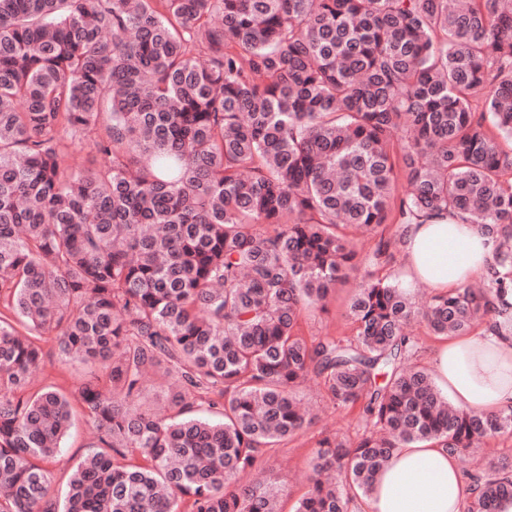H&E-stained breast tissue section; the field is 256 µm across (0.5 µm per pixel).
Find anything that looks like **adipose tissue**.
<instances>
[{
  "label": "adipose tissue",
  "mask_w": 512,
  "mask_h": 512,
  "mask_svg": "<svg viewBox=\"0 0 512 512\" xmlns=\"http://www.w3.org/2000/svg\"><path fill=\"white\" fill-rule=\"evenodd\" d=\"M411 280L445 293L493 260L494 245L475 225L445 217L404 231ZM438 386L458 408H512V334L480 330L442 343L434 353ZM465 487L458 457L434 442L397 448L358 512H463Z\"/></svg>",
  "instance_id": "ef3b65f1"
}]
</instances>
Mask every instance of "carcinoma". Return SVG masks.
I'll return each instance as SVG.
<instances>
[{"instance_id": "cac0c4a2", "label": "carcinoma", "mask_w": 512, "mask_h": 512, "mask_svg": "<svg viewBox=\"0 0 512 512\" xmlns=\"http://www.w3.org/2000/svg\"><path fill=\"white\" fill-rule=\"evenodd\" d=\"M63 133L96 134L97 165L69 163ZM499 135L512 0H0V512H276L278 487L237 481L305 430L310 375L363 432L318 441L296 512H349L402 445L511 436L512 410L451 405L407 332L512 326ZM443 214L495 243L478 287L419 307L366 272L353 339L301 334L360 271L350 230L388 264L385 225ZM51 332L101 373L29 391ZM151 372L175 379L176 419L134 407ZM196 395L223 421L192 414ZM77 407L94 450L58 496ZM466 494L496 512L512 461Z\"/></svg>"}]
</instances>
